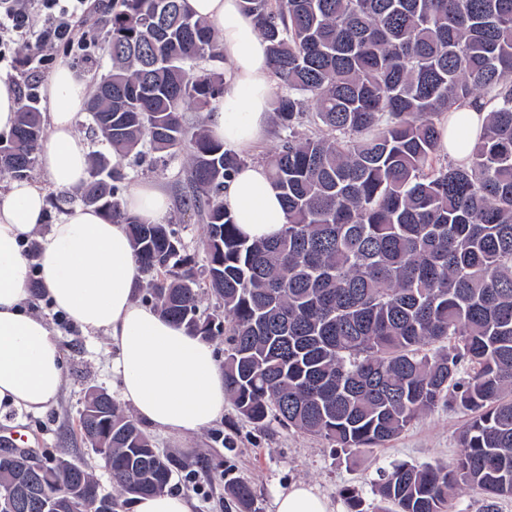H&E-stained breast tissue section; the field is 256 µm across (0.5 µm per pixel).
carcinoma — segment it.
<instances>
[{
  "label": "carcinoma",
  "instance_id": "carcinoma-1",
  "mask_svg": "<svg viewBox=\"0 0 512 512\" xmlns=\"http://www.w3.org/2000/svg\"><path fill=\"white\" fill-rule=\"evenodd\" d=\"M241 6L279 81L286 136L266 158L287 213L279 236L237 232L222 194L244 160L184 122L186 105L209 110L224 96V73L203 67L223 59L221 44L183 0L112 5V69L87 110L115 152L189 154L184 206L205 224V264L171 225L121 208L111 155L94 156L81 200L128 226L146 301L195 335L224 336V389L241 418L357 450L452 401L471 413L464 452L379 471V512H452L460 483L494 512L512 498V0ZM477 100L490 111L466 161L443 162L441 115ZM307 112L319 133L299 138ZM44 135L40 113L21 109L0 173L29 176ZM205 289L224 314L200 313ZM79 429L110 472L112 501L170 487L176 460L117 403L89 393ZM69 462L62 452L42 463L32 484L54 496L51 512H88L104 491L85 470L74 494H59ZM225 492L227 512H258L247 483L230 479Z\"/></svg>",
  "mask_w": 512,
  "mask_h": 512
}]
</instances>
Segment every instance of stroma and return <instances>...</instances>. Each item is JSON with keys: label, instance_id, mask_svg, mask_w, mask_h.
<instances>
[{"label": "stroma", "instance_id": "obj_1", "mask_svg": "<svg viewBox=\"0 0 512 512\" xmlns=\"http://www.w3.org/2000/svg\"><path fill=\"white\" fill-rule=\"evenodd\" d=\"M111 4L112 0H97L95 9L80 25L82 42L41 50L29 42H18L16 56L34 54L38 60L26 70L0 71V80L13 81L23 95L32 80L46 82L61 64L89 75L94 81L107 74L111 62L103 45ZM189 171L187 153L164 158L151 154L143 163H127L120 189L128 191L141 181H152L163 187L171 199L165 221L174 225L186 246L193 250L200 241L203 223L196 214L184 210L181 202L188 189ZM28 308L45 318L58 335L64 354L62 391L45 415L12 410L0 416V440L4 439L7 428L23 429L29 438V449L43 456L68 452L73 461L93 473L105 492H112L103 461L81 438L76 427L90 391L98 389L111 395L117 392V380L112 373L115 352L110 339L101 333H86L60 323L57 313L39 294H32ZM468 419V411L457 405H441L383 447L345 451L298 430L287 431L275 425L256 428L242 420L229 403L221 420L198 433L177 439L156 431L152 438L160 453L178 461L172 490L194 494L192 484L186 481L190 475L204 485V493L195 494L198 512H225L224 479L228 476L252 485L260 512H272L275 491L299 481L314 486L339 512L348 509L342 489H356L364 500L366 512H374L378 499L372 484L379 469L399 461L423 465L445 464L456 459L462 453L459 436Z\"/></svg>", "mask_w": 512, "mask_h": 512}]
</instances>
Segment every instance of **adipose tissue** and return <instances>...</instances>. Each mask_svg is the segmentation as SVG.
<instances>
[{
    "mask_svg": "<svg viewBox=\"0 0 512 512\" xmlns=\"http://www.w3.org/2000/svg\"><path fill=\"white\" fill-rule=\"evenodd\" d=\"M195 17L214 24L224 54V97L209 118V131L237 152L252 151L269 132L273 94L267 45L239 0H184ZM89 82L67 65L49 76L48 136L38 158L58 189L80 187L88 177L90 150L76 131L88 101ZM488 106L471 103L442 115V151L466 157L463 144L482 129ZM222 201L239 231L250 238L277 235L286 223L279 190L266 166L240 169L224 186ZM130 214L162 223L168 195L155 183L132 186L122 200ZM44 191L25 179L0 191V410L42 414L57 400L63 352L50 325L26 306L31 279H38L54 312L86 332L109 337L116 356L112 371L119 394L152 429L189 436L224 415V369L213 346L163 318L138 300L143 279L126 225L95 208L75 206L49 226L37 263L25 254L28 235L45 222ZM273 512H335L311 485L278 490Z\"/></svg>",
    "mask_w": 512,
    "mask_h": 512,
    "instance_id": "adipose-tissue-1",
    "label": "adipose tissue"
}]
</instances>
